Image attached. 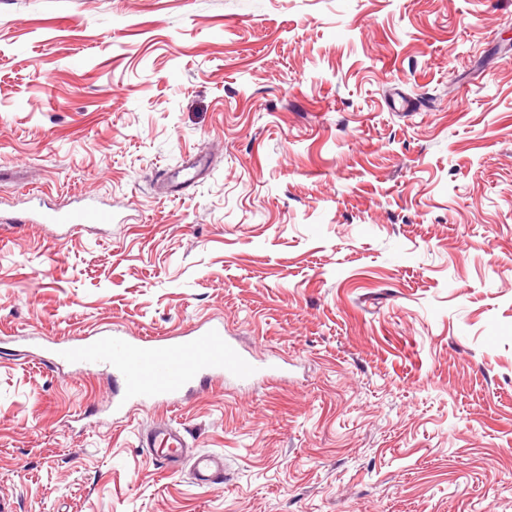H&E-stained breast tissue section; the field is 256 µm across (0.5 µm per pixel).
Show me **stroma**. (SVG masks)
Returning a JSON list of instances; mask_svg holds the SVG:
<instances>
[{
    "label": "stroma",
    "mask_w": 512,
    "mask_h": 512,
    "mask_svg": "<svg viewBox=\"0 0 512 512\" xmlns=\"http://www.w3.org/2000/svg\"><path fill=\"white\" fill-rule=\"evenodd\" d=\"M10 217L0 512H512V0H0ZM202 323L259 371L174 407L53 355ZM21 223L36 222L39 224H62L64 234L70 232L74 227L82 224H109L112 222L110 212L95 206L73 207L65 211L49 208L38 213L36 219L27 217L20 218ZM144 446L149 448L155 459L175 461L186 447V442L180 428L171 422L160 421L146 433ZM192 473L197 485L221 484L224 479V457L215 453H200L194 457Z\"/></svg>",
    "instance_id": "1"
}]
</instances>
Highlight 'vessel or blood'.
I'll return each mask as SVG.
<instances>
[{"mask_svg": "<svg viewBox=\"0 0 512 512\" xmlns=\"http://www.w3.org/2000/svg\"><path fill=\"white\" fill-rule=\"evenodd\" d=\"M110 212L95 206L65 211L48 209L36 216L40 224H60L72 230L84 224H107ZM60 360L85 367L111 369L121 387L123 400L148 407L164 403L178 405L202 378L243 381L255 374L254 364L226 341L217 324H202L181 336H158L149 340L133 336H88L65 341ZM144 445L157 459L177 458L186 446L180 428L156 423L145 435ZM195 484L213 486L224 479V459L201 453L192 463Z\"/></svg>", "mask_w": 512, "mask_h": 512, "instance_id": "b4317fda", "label": "vessel or blood"}]
</instances>
